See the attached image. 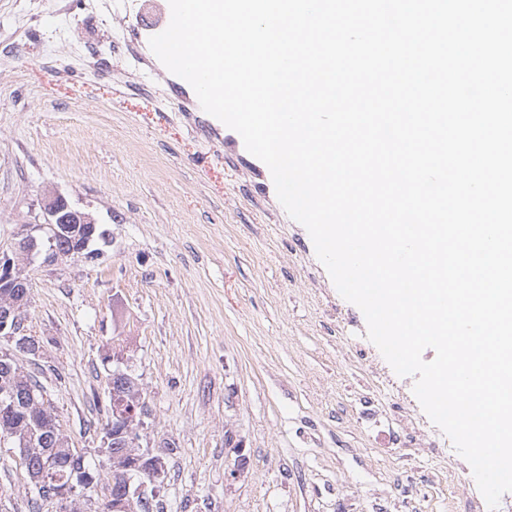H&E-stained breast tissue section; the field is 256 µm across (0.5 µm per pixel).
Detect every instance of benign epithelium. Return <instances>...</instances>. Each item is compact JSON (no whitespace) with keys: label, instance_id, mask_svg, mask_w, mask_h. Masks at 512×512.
I'll return each mask as SVG.
<instances>
[{"label":"benign epithelium","instance_id":"obj_1","mask_svg":"<svg viewBox=\"0 0 512 512\" xmlns=\"http://www.w3.org/2000/svg\"><path fill=\"white\" fill-rule=\"evenodd\" d=\"M43 210L45 223L22 225L11 250L7 252L0 249V288H10L18 283L29 285L24 264L33 262L36 257H43L45 264L62 262L83 253L88 258L94 257L93 251L85 253L81 250L55 248L46 251L41 245L44 237L37 235L39 231L43 234L50 230L55 232L61 224H77L85 227L93 236L97 234L98 221L92 214L71 207L67 199L56 192L48 194ZM104 238L105 234L99 235V239ZM29 303L28 292L17 297L0 293V335L14 345L13 352L0 355V363L12 368L18 364L17 355L35 357L41 351L38 343L21 334L20 323L23 322ZM131 399L135 400L133 407L127 411L121 408L114 413V418L128 439L127 447L107 455L110 477L123 481V484L114 487L110 497L111 512H138L142 493L150 486L157 493L164 483L163 457L140 445V431L145 426L147 408L139 401V393L131 394ZM90 488L92 485L79 480L74 485L57 490L56 498L63 505L74 509L80 506L81 500L88 497Z\"/></svg>","mask_w":512,"mask_h":512}]
</instances>
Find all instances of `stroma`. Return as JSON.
I'll return each mask as SVG.
<instances>
[{"instance_id": "stroma-1", "label": "stroma", "mask_w": 512, "mask_h": 512, "mask_svg": "<svg viewBox=\"0 0 512 512\" xmlns=\"http://www.w3.org/2000/svg\"><path fill=\"white\" fill-rule=\"evenodd\" d=\"M86 14L0 0V249L62 193L108 231L98 255L29 265L25 326L70 447L100 460L108 382L134 377L142 446L161 454V512H448L474 478H435L444 448L395 447L360 422L371 361L361 310L336 290L303 225L282 210L235 131L191 111L161 61L129 80L82 66ZM0 438V504L31 512Z\"/></svg>"}]
</instances>
